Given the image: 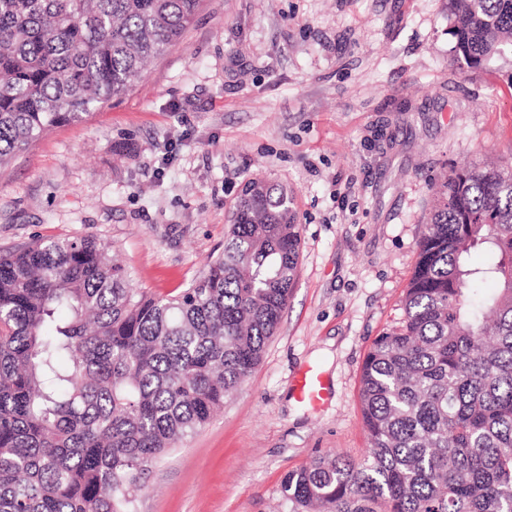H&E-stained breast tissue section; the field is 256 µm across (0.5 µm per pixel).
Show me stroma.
Returning a JSON list of instances; mask_svg holds the SVG:
<instances>
[{"mask_svg": "<svg viewBox=\"0 0 512 512\" xmlns=\"http://www.w3.org/2000/svg\"><path fill=\"white\" fill-rule=\"evenodd\" d=\"M448 0H204L121 98L0 168V253L108 244L134 288L173 296L224 250L243 185L291 191L301 247L279 326L246 383L153 463L135 512H290L289 471L367 455L361 370L398 326L432 186L512 172V56L452 62ZM328 394L298 403L293 381ZM295 388L299 401L311 407H316L325 395L323 380L310 370L298 372Z\"/></svg>", "mask_w": 512, "mask_h": 512, "instance_id": "stroma-1", "label": "stroma"}]
</instances>
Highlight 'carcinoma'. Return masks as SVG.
Returning a JSON list of instances; mask_svg holds the SVG:
<instances>
[{"instance_id":"cac0c4a2","label":"carcinoma","mask_w":512,"mask_h":512,"mask_svg":"<svg viewBox=\"0 0 512 512\" xmlns=\"http://www.w3.org/2000/svg\"><path fill=\"white\" fill-rule=\"evenodd\" d=\"M202 2L0 0V167L129 91ZM448 17L458 67L512 51V0H448ZM299 248L292 193L258 178L176 296L132 288L89 237L1 254L0 512H133L148 467L258 365ZM360 397L369 454L289 472L293 512H512V173L463 163L438 184Z\"/></svg>"}]
</instances>
